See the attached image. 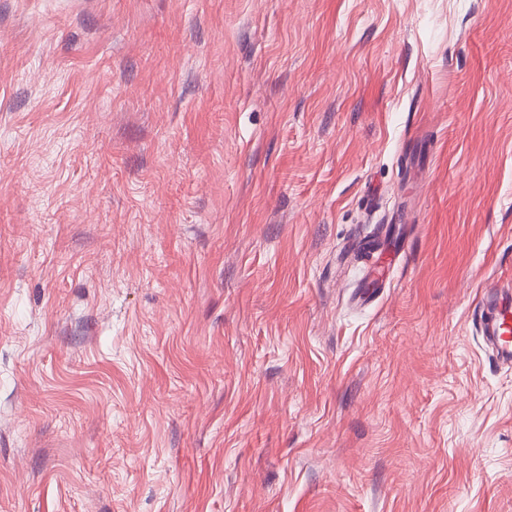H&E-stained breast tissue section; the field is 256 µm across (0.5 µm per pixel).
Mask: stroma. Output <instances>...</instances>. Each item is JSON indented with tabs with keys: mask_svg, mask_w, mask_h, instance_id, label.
<instances>
[{
	"mask_svg": "<svg viewBox=\"0 0 512 512\" xmlns=\"http://www.w3.org/2000/svg\"><path fill=\"white\" fill-rule=\"evenodd\" d=\"M492 280L512 0H0V512H512Z\"/></svg>",
	"mask_w": 512,
	"mask_h": 512,
	"instance_id": "1",
	"label": "stroma"
}]
</instances>
